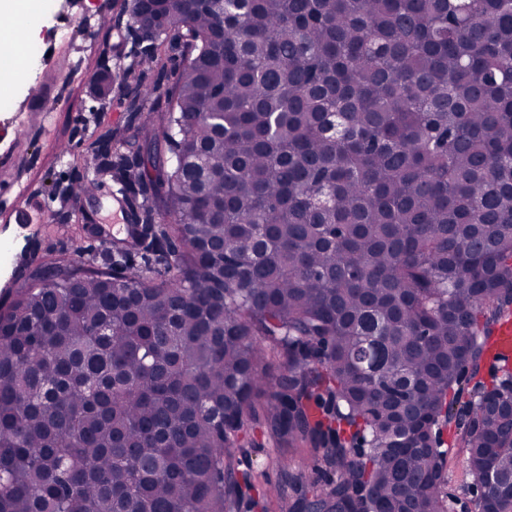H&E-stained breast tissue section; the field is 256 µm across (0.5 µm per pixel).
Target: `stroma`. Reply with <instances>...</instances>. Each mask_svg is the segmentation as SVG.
Masks as SVG:
<instances>
[{
    "label": "stroma",
    "mask_w": 512,
    "mask_h": 512,
    "mask_svg": "<svg viewBox=\"0 0 512 512\" xmlns=\"http://www.w3.org/2000/svg\"><path fill=\"white\" fill-rule=\"evenodd\" d=\"M53 9L37 18L38 35L59 29L49 61H35L36 69L52 65L50 91L56 104L46 124L30 123L21 135L8 134L13 116L22 115L28 86L16 89L12 103L0 110V154L11 156L9 182L25 187L19 203L33 215V224L18 230L16 224L0 217V248L11 251L13 269H0V283L13 288L25 286L30 275L44 261L59 252L93 250L100 243L88 233L92 224H105L109 235L119 237L125 224L111 220V198L104 187L114 180L95 174L94 150L99 142L128 152L122 132L133 122H144V115L127 112L120 91L100 96L93 78L113 75L136 60L140 44L134 36L123 0H54ZM243 470L252 476L254 488L246 493L239 512H261L253 499L259 492H271L284 483V471L277 452L263 437H256L242 458ZM446 489L459 500L457 512H473L480 495L468 474L460 449L448 452Z\"/></svg>",
    "instance_id": "stroma-1"
}]
</instances>
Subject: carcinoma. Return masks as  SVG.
I'll use <instances>...</instances> for the list:
<instances>
[{"label":"carcinoma","instance_id":"obj_1","mask_svg":"<svg viewBox=\"0 0 512 512\" xmlns=\"http://www.w3.org/2000/svg\"><path fill=\"white\" fill-rule=\"evenodd\" d=\"M126 236L0 306V512H235L259 428L333 474L291 512H453L439 426L512 315V0H123ZM144 267L130 270L134 257ZM460 440L512 512V375Z\"/></svg>","mask_w":512,"mask_h":512}]
</instances>
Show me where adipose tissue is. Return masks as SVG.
I'll return each mask as SVG.
<instances>
[{"mask_svg": "<svg viewBox=\"0 0 512 512\" xmlns=\"http://www.w3.org/2000/svg\"><path fill=\"white\" fill-rule=\"evenodd\" d=\"M46 6V0H0V14L16 17L15 28L0 29V74L4 82L0 83V103L8 102L19 84L20 71L28 48L34 44L35 30L28 22L40 14Z\"/></svg>", "mask_w": 512, "mask_h": 512, "instance_id": "1", "label": "adipose tissue"}]
</instances>
